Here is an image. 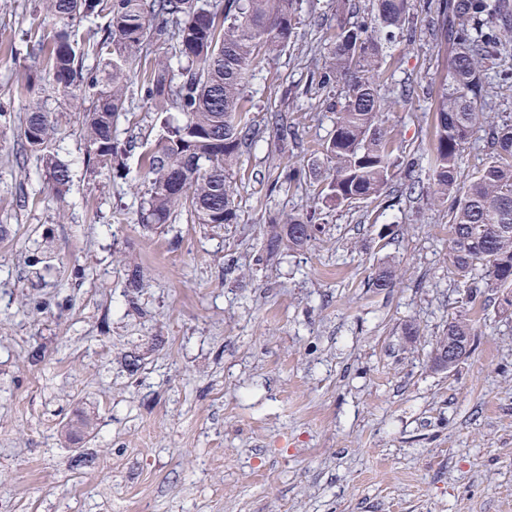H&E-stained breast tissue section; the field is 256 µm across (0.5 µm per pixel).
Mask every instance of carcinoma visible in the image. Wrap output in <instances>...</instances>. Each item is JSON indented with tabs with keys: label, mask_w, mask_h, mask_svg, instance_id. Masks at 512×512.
Instances as JSON below:
<instances>
[{
	"label": "carcinoma",
	"mask_w": 512,
	"mask_h": 512,
	"mask_svg": "<svg viewBox=\"0 0 512 512\" xmlns=\"http://www.w3.org/2000/svg\"><path fill=\"white\" fill-rule=\"evenodd\" d=\"M295 0H47L57 27L48 57L53 84L73 96L94 91L83 128L88 159L113 163L133 140L121 142L117 122L124 111L131 78L140 77L141 96L156 111L178 109L183 120L166 122L164 133L143 157L147 198L141 220L149 227L168 223L177 209L193 224L213 228L236 218L231 171L243 148L260 131L243 111L244 92L261 57L283 51L295 29ZM351 0L330 27L329 57L319 82H341L344 101L331 104L334 129L325 146L331 163L317 182L315 197L331 206L378 198L394 176L401 146L385 127L386 102L379 94L384 46L375 30H402L414 0H374L373 24L348 19ZM106 12L107 22L92 40L71 38L76 19ZM432 35L453 50L448 82L433 112L429 152L430 182L408 178L401 194L425 196L440 206L451 201L450 263L477 288L512 291V123L486 131L490 160L462 181V152L486 123L483 92L487 63L498 44L512 40V0H439ZM172 42L178 69L158 61L143 66L152 48ZM98 61L88 67V58ZM23 136L43 164L57 196L70 182V170L51 151L55 128L39 100L30 98ZM315 215H290L267 233L269 255L302 249L316 240ZM395 270L379 269L372 286H394ZM448 336H472L464 317L448 322Z\"/></svg>",
	"instance_id": "1"
}]
</instances>
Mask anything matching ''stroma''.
Listing matches in <instances>:
<instances>
[{
	"mask_svg": "<svg viewBox=\"0 0 512 512\" xmlns=\"http://www.w3.org/2000/svg\"><path fill=\"white\" fill-rule=\"evenodd\" d=\"M340 12L341 0H297L292 43L258 62L250 114L283 116L293 136L265 131L243 153L233 223L181 215L155 230L140 222L139 151L95 168L91 101L60 89L43 102L71 181L51 191L21 129L39 65L30 29L54 21L45 0H0V512H512V307L494 290L468 301L448 206L384 195L326 208L309 180L284 179L328 167L324 100L344 92L318 72ZM450 56L398 36L381 60L385 125L424 182ZM504 71L512 43L487 72L492 121L512 116ZM118 130L146 147L163 132L137 93ZM310 211L312 246L267 257V225ZM383 264L398 280L379 290ZM459 315L472 350L437 369L436 341ZM79 411L95 427L74 444Z\"/></svg>",
	"mask_w": 512,
	"mask_h": 512,
	"instance_id": "stroma-1",
	"label": "stroma"
}]
</instances>
